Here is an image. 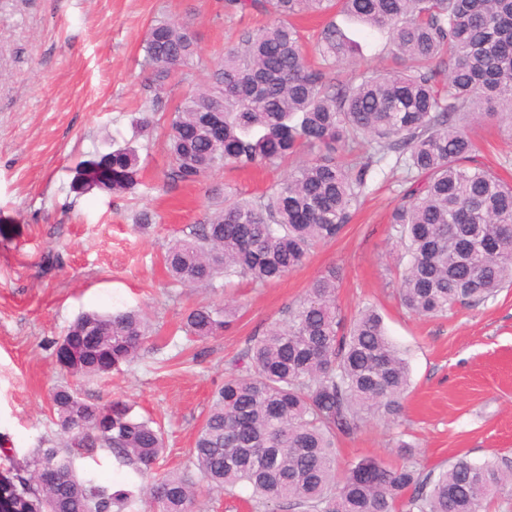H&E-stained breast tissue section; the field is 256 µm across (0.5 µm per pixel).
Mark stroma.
I'll use <instances>...</instances> for the list:
<instances>
[{
    "label": "stroma",
    "mask_w": 512,
    "mask_h": 512,
    "mask_svg": "<svg viewBox=\"0 0 512 512\" xmlns=\"http://www.w3.org/2000/svg\"><path fill=\"white\" fill-rule=\"evenodd\" d=\"M367 67L392 71L389 36L338 13ZM166 21L194 33L198 57L161 93L149 86L142 45L150 26ZM260 15L224 13V0H0V470L6 456H33L61 442L51 394L76 388L91 403L115 400L153 418L166 450L151 474L137 475L110 451L77 459L80 474L112 489L151 483L191 465L195 438L229 363L249 336L286 320L312 282L338 275L336 302L346 316L376 306L391 338L408 354L411 387L399 422L368 418L342 439L339 469L374 457L400 462L397 434L425 469L442 472L458 456L512 459V288L476 308L419 317L400 304L395 274L400 250L390 224L404 187L402 170L376 173L351 224L317 245L307 261L261 287L239 280L208 290L168 287L163 255L214 208L211 190L227 186L257 195L287 178L295 160L224 168L198 183L166 186L171 165L166 124L137 137L131 121L153 95L173 111L190 89L236 45ZM481 159L512 182V131L483 125ZM133 140L139 183L113 194L87 187L86 164ZM143 209L157 215L148 231L134 226ZM230 304L235 318L223 336L182 348L176 330L185 312ZM147 312L151 332L138 358L105 377L80 378L61 367L55 344L82 312Z\"/></svg>",
    "instance_id": "stroma-1"
}]
</instances>
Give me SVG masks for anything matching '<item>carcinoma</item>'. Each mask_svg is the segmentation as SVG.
I'll use <instances>...</instances> for the list:
<instances>
[{"instance_id":"1","label":"carcinoma","mask_w":512,"mask_h":512,"mask_svg":"<svg viewBox=\"0 0 512 512\" xmlns=\"http://www.w3.org/2000/svg\"><path fill=\"white\" fill-rule=\"evenodd\" d=\"M231 15L270 17L244 29L205 87L171 112L167 150L171 182L195 183L214 170L273 164L306 153L288 178L254 199L224 195L167 250L175 287L213 288L219 278L265 285L304 264L320 243L338 238L390 157L410 186L391 214L404 267L401 304L439 317L477 307L512 284V184L486 167L473 123L512 121V0H224ZM337 10L389 34L400 62L392 73L341 64L358 46L332 20L318 32L319 65L309 64L294 19ZM194 36L159 22L148 31L143 66L163 89L193 64ZM160 97L135 126H153ZM138 150L119 147L95 163L92 184L122 192L136 184ZM336 271L317 278L288 321L249 337L212 404L193 448V468L164 474L148 488L158 512H195L197 487H249L259 512H484L512 491V460L458 457L438 477L415 462V446L396 442L405 463L367 458L338 475L336 440L370 416L396 419L409 387V365L371 306L346 320L336 304ZM228 306L190 310L181 331L189 342L223 335ZM149 335L139 311H87L63 339L80 346L67 370L102 377L134 362ZM51 408L65 448L38 449L9 462L19 512H122L130 490L80 476L76 457L107 448L143 474L162 457L161 427L129 404L105 405L62 386ZM54 466L53 487L35 484L36 468Z\"/></svg>"}]
</instances>
